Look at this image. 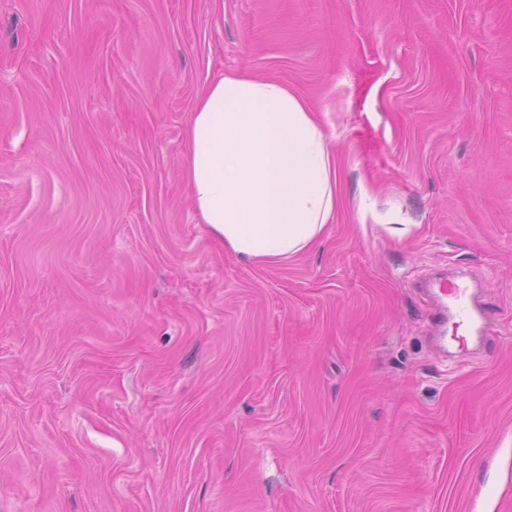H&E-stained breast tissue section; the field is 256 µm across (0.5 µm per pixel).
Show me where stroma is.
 Instances as JSON below:
<instances>
[{
  "mask_svg": "<svg viewBox=\"0 0 512 512\" xmlns=\"http://www.w3.org/2000/svg\"><path fill=\"white\" fill-rule=\"evenodd\" d=\"M231 69L336 155L276 265L183 178ZM438 269L490 325L448 360ZM0 512H512V0H0Z\"/></svg>",
  "mask_w": 512,
  "mask_h": 512,
  "instance_id": "1",
  "label": "stroma"
}]
</instances>
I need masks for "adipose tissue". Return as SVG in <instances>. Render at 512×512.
Masks as SVG:
<instances>
[{"label":"adipose tissue","instance_id":"adipose-tissue-1","mask_svg":"<svg viewBox=\"0 0 512 512\" xmlns=\"http://www.w3.org/2000/svg\"><path fill=\"white\" fill-rule=\"evenodd\" d=\"M194 212L246 265L306 252L336 217V156L309 102L275 79L226 71L199 94L184 131Z\"/></svg>","mask_w":512,"mask_h":512}]
</instances>
